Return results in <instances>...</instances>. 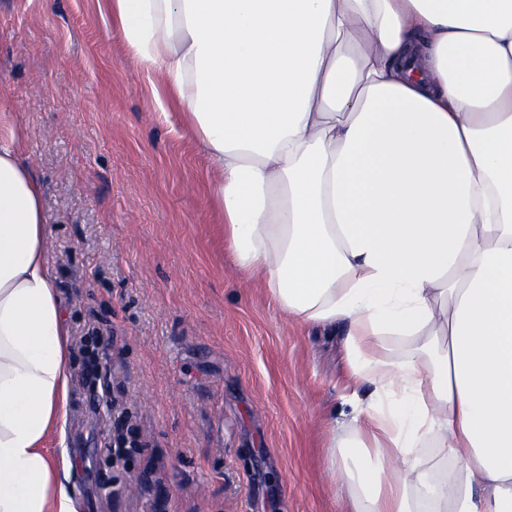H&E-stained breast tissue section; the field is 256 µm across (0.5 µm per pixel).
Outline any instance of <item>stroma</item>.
Returning <instances> with one entry per match:
<instances>
[{
    "label": "stroma",
    "instance_id": "1",
    "mask_svg": "<svg viewBox=\"0 0 512 512\" xmlns=\"http://www.w3.org/2000/svg\"><path fill=\"white\" fill-rule=\"evenodd\" d=\"M0 106L51 219L71 395L44 446L67 448L80 512H339L324 431L372 387L351 384L343 333L288 320L229 266L217 175L108 0H0ZM102 388L141 438L112 498Z\"/></svg>",
    "mask_w": 512,
    "mask_h": 512
}]
</instances>
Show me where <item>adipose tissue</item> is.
<instances>
[{
	"instance_id": "adipose-tissue-1",
	"label": "adipose tissue",
	"mask_w": 512,
	"mask_h": 512,
	"mask_svg": "<svg viewBox=\"0 0 512 512\" xmlns=\"http://www.w3.org/2000/svg\"><path fill=\"white\" fill-rule=\"evenodd\" d=\"M109 2L218 175L233 269L345 326L374 387L327 431L345 512H512V0ZM50 242L0 113V512H79L43 446L70 398Z\"/></svg>"
}]
</instances>
